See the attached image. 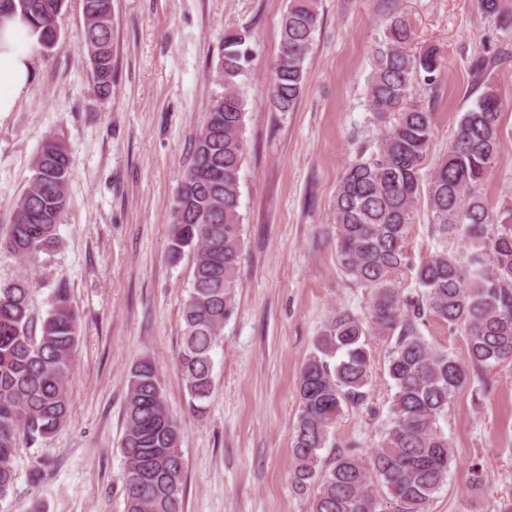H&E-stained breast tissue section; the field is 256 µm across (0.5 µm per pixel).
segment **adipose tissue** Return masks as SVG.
Listing matches in <instances>:
<instances>
[{"mask_svg": "<svg viewBox=\"0 0 512 512\" xmlns=\"http://www.w3.org/2000/svg\"><path fill=\"white\" fill-rule=\"evenodd\" d=\"M41 46L21 15L0 16V117L15 111L35 80Z\"/></svg>", "mask_w": 512, "mask_h": 512, "instance_id": "ef3b65f1", "label": "adipose tissue"}]
</instances>
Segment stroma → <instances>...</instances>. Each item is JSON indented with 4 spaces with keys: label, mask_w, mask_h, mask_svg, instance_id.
Returning <instances> with one entry per match:
<instances>
[{
    "label": "stroma",
    "mask_w": 512,
    "mask_h": 512,
    "mask_svg": "<svg viewBox=\"0 0 512 512\" xmlns=\"http://www.w3.org/2000/svg\"><path fill=\"white\" fill-rule=\"evenodd\" d=\"M289 0H112L113 79L99 98L80 47V0H66L60 42L42 52L18 109L0 119V229L33 181V159L49 135L70 155L69 203L51 253L0 255V282L31 284L30 309L46 316L66 285L80 317L66 423L48 441L19 437L15 482L0 512H124L120 443L129 369L158 366L170 411L188 395L176 358L192 257L172 260L168 243L179 180L212 100L225 33L244 31L253 57L240 90L246 102L240 172L242 246L235 306L214 352L213 393L202 420L185 422V512H310L294 491L291 443L301 369L338 309L362 316L369 288L338 265L332 201L345 168L380 135L367 110L371 49L390 13L413 27V51L436 49L441 78L412 99L433 114L428 162L448 150L460 115L477 96L473 63L493 58L501 115L499 161L484 186L500 221L512 222V29L477 0H318L319 24L294 111L270 108V64ZM426 207L409 229L412 263L443 247ZM449 252L464 251L454 239ZM390 341H372L371 396L344 413L324 456L352 448L368 456L382 439L389 405ZM481 393L462 389L441 425L453 448L448 481L428 512H500L512 499V363L485 375ZM482 462L486 483L470 486Z\"/></svg>",
    "instance_id": "1"
}]
</instances>
